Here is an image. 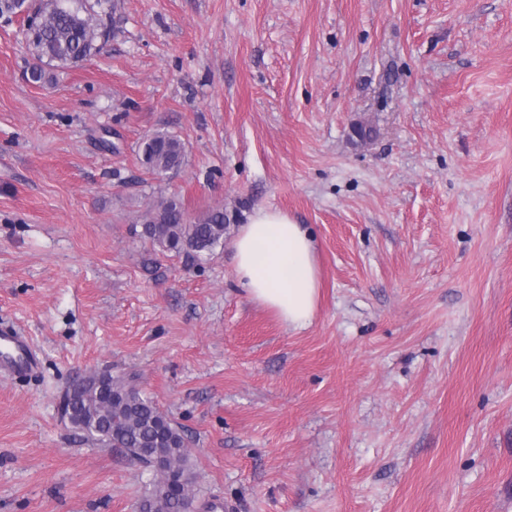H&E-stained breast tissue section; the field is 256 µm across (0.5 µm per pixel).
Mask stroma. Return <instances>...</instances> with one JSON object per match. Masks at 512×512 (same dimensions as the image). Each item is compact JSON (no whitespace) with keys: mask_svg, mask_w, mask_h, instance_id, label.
Returning <instances> with one entry per match:
<instances>
[{"mask_svg":"<svg viewBox=\"0 0 512 512\" xmlns=\"http://www.w3.org/2000/svg\"><path fill=\"white\" fill-rule=\"evenodd\" d=\"M35 62L0 18V512H138L149 473L61 421L75 371L134 373L182 427L194 512H512V0H101ZM184 143L164 178L157 131ZM223 208L162 255L163 197ZM261 208L309 225L306 327L238 286ZM143 158L159 161L176 160L183 163L186 156L184 143L175 135L167 132H157L149 137L143 146ZM159 203L165 223H152L151 211L147 209L140 218L141 230L135 227L138 236L153 248H159L162 253L198 258L224 243L227 218L223 208L211 209L193 224H186L185 211L177 197L162 198ZM39 367L29 339L12 327L0 329V377L27 375Z\"/></svg>","mask_w":512,"mask_h":512,"instance_id":"stroma-1","label":"stroma"}]
</instances>
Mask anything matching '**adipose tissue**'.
<instances>
[{
    "label": "adipose tissue",
    "mask_w": 512,
    "mask_h": 512,
    "mask_svg": "<svg viewBox=\"0 0 512 512\" xmlns=\"http://www.w3.org/2000/svg\"><path fill=\"white\" fill-rule=\"evenodd\" d=\"M238 284L246 297L303 328L315 315L319 290L316 246L310 229L288 214L261 208L233 243Z\"/></svg>",
    "instance_id": "ef3b65f1"
}]
</instances>
